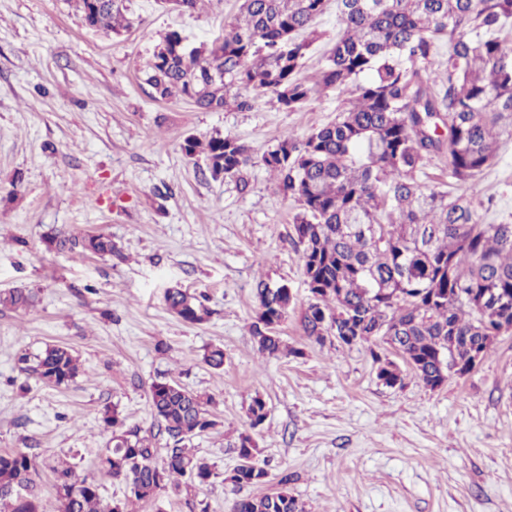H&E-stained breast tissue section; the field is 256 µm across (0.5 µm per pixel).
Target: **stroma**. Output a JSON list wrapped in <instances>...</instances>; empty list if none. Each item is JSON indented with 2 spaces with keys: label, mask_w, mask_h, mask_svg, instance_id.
Wrapping results in <instances>:
<instances>
[{
  "label": "stroma",
  "mask_w": 512,
  "mask_h": 512,
  "mask_svg": "<svg viewBox=\"0 0 512 512\" xmlns=\"http://www.w3.org/2000/svg\"><path fill=\"white\" fill-rule=\"evenodd\" d=\"M242 0H201L194 13L129 0L133 26L108 37L71 0H0V291L26 288L35 303L0 307V453L37 463L40 512H58L59 460L94 480L104 502L126 489L96 466L117 407L127 425L158 428L149 386L168 380L212 396L216 426L193 439L219 476L198 495L168 496L139 512H229L254 494L222 474L237 464L248 434L270 484L287 479L306 512H512V332L467 375L438 389L403 370L386 386L374 355L385 346L310 341L301 316L312 300L292 242L296 201L262 165L246 168L247 189L203 178L181 150L190 134L233 137L262 154L335 120L349 97L314 93L290 112L272 95L251 110L205 112L181 97L155 101L138 77L162 35L189 42L223 35ZM302 77L315 79L342 24L336 9ZM484 223L512 222V136L477 180ZM58 232L103 233L118 253L74 259L47 251ZM288 284L293 302L279 330L290 355H260L249 331L258 280ZM171 287L206 298L211 315L190 324L169 311ZM69 345L82 371L48 387L18 369L21 355ZM224 349V367L202 361ZM267 416L251 427L254 397Z\"/></svg>",
  "instance_id": "35a3bbf8"
}]
</instances>
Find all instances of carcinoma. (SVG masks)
I'll return each instance as SVG.
<instances>
[{
    "label": "carcinoma",
    "instance_id": "cac0c4a2",
    "mask_svg": "<svg viewBox=\"0 0 512 512\" xmlns=\"http://www.w3.org/2000/svg\"><path fill=\"white\" fill-rule=\"evenodd\" d=\"M75 2L86 22L107 34L132 27L125 0ZM329 3L244 0L224 37L188 53L185 37L169 31L140 72L153 98L180 95L207 112L249 109L252 93H270L290 112L319 89L352 96L336 121L302 140L283 137L258 159L244 142L220 135H189L181 149L191 160L204 157L212 180H234L243 190V169L259 162L299 204L293 240L314 297L301 318L305 336L319 344L330 336L345 346L381 342L428 388L448 378L450 363L471 371L472 353L488 355L501 322H512V224H482L474 197L417 180L434 157L447 158L449 176L463 183L496 158L499 136L512 127V48L501 38L512 25V0H336L343 29L311 83L300 73L312 23ZM441 42L448 44L443 69L423 71ZM49 247L77 258L115 252L104 234H59ZM256 298L251 334L259 353L288 351L278 326L291 292L261 281ZM31 302L23 288L0 292L5 307ZM164 302L188 323L210 317L200 297L182 288L166 290ZM202 361L223 368L224 349L207 350ZM375 361L383 384L401 380L392 360ZM18 363L20 372L53 387L79 375L78 358L62 344ZM149 402L162 448L126 425L117 408L101 417L112 436L98 466L124 483L126 501L111 509L96 482L64 465L55 471L60 512H135V502L201 490L221 476L187 445L217 425L211 399L154 381ZM247 414L251 426L260 425L266 402L255 397ZM255 452L252 438L241 436L239 464L223 481L259 493L234 500L230 512H305L287 479L266 489L268 471ZM34 475L29 455L0 453V512H39Z\"/></svg>",
    "mask_w": 512,
    "mask_h": 512
}]
</instances>
